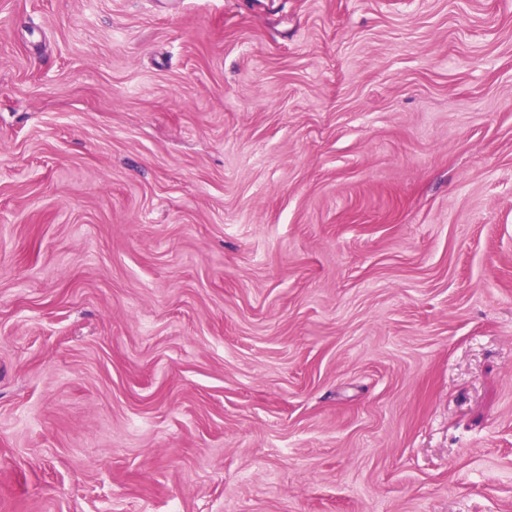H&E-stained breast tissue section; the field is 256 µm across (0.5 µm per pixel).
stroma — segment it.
I'll return each mask as SVG.
<instances>
[{
	"label": "stroma",
	"mask_w": 512,
	"mask_h": 512,
	"mask_svg": "<svg viewBox=\"0 0 512 512\" xmlns=\"http://www.w3.org/2000/svg\"><path fill=\"white\" fill-rule=\"evenodd\" d=\"M0 512H512V0H0Z\"/></svg>",
	"instance_id": "stroma-1"
}]
</instances>
